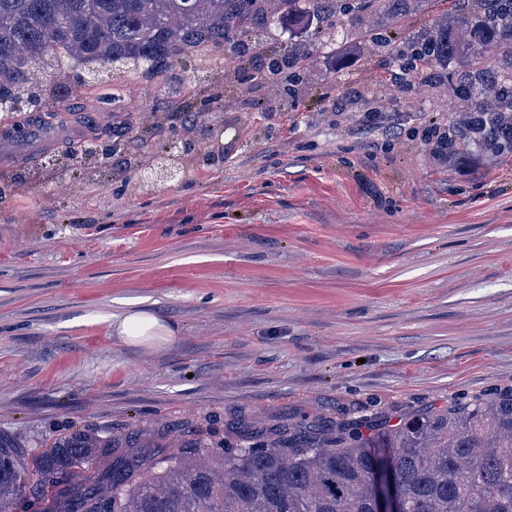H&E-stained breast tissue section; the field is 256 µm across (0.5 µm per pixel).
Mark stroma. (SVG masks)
Returning <instances> with one entry per match:
<instances>
[{"instance_id":"obj_1","label":"stroma","mask_w":512,"mask_h":512,"mask_svg":"<svg viewBox=\"0 0 512 512\" xmlns=\"http://www.w3.org/2000/svg\"><path fill=\"white\" fill-rule=\"evenodd\" d=\"M210 64L236 105L197 92L207 128L176 180L0 155V433L188 439L213 419L234 440L512 392V155L439 159L423 129L453 99L377 84L395 68L381 54L318 63L294 99L223 49ZM197 77L184 58L129 87L148 105ZM76 103L54 151L109 137L95 89ZM132 302L177 340L120 341Z\"/></svg>"}]
</instances>
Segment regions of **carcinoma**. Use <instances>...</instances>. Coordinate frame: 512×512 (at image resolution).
<instances>
[{
    "label": "carcinoma",
    "instance_id": "carcinoma-1",
    "mask_svg": "<svg viewBox=\"0 0 512 512\" xmlns=\"http://www.w3.org/2000/svg\"><path fill=\"white\" fill-rule=\"evenodd\" d=\"M434 0H0V139L11 138L17 105L28 111L66 100L71 64L86 66L83 84L110 85L99 102L133 112L126 76H165L185 56L261 61L269 85L297 95L321 60L362 51L383 53L436 78L457 101L449 117L448 150L483 157L512 155V0H456L434 23L398 39L392 30ZM288 24L284 52L270 40ZM493 53L494 64L484 63ZM189 134L201 126L191 96L172 109ZM136 136L126 122L111 137L112 155L127 169L175 165L127 153ZM103 166L97 150L75 143L64 155L45 151L55 171L77 155ZM133 432L120 438L97 427L27 452L0 435V512H17L23 483L29 495L58 493L55 512H375L371 471L389 453L406 512H512V395H496L391 424L382 416L334 427L277 429L254 443L232 444L213 426L173 452L149 457L123 448H168Z\"/></svg>",
    "mask_w": 512,
    "mask_h": 512
}]
</instances>
